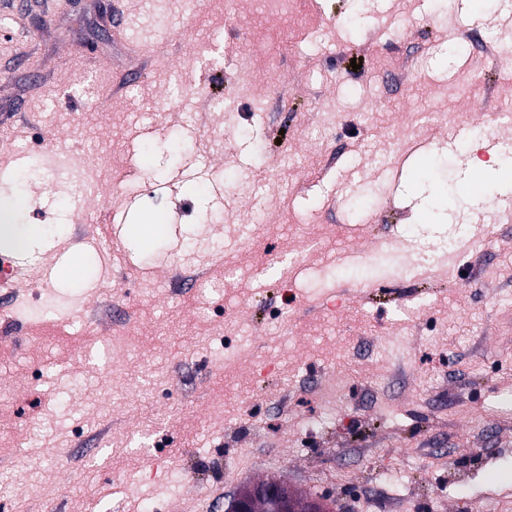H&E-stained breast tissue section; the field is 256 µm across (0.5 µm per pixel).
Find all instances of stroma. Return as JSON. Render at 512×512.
<instances>
[{
	"instance_id": "stroma-1",
	"label": "stroma",
	"mask_w": 512,
	"mask_h": 512,
	"mask_svg": "<svg viewBox=\"0 0 512 512\" xmlns=\"http://www.w3.org/2000/svg\"><path fill=\"white\" fill-rule=\"evenodd\" d=\"M463 7L480 10L292 0L285 23L257 0H0V136L19 169H40L21 221L47 231L30 284L0 292V326L23 331L0 360V512H224L272 475L330 512H512V222L460 191L493 160L481 142H441L453 118L501 134L512 61L483 53H512V27L484 20L448 55L438 28ZM132 40L155 46L141 79ZM420 138L437 149L382 196L389 152ZM190 158L225 202L207 181L154 191ZM350 172L363 187L330 203ZM90 189L178 226L176 248L130 235L142 266L190 255L216 282L234 263L253 278L229 286L230 307L190 281L102 267ZM472 224L485 227L479 272L460 282L446 255ZM347 227L430 278L334 265ZM60 238L84 260L80 281L59 275ZM261 385L266 398L242 404ZM321 412L332 425L309 430ZM411 455L404 484L378 482Z\"/></svg>"
}]
</instances>
